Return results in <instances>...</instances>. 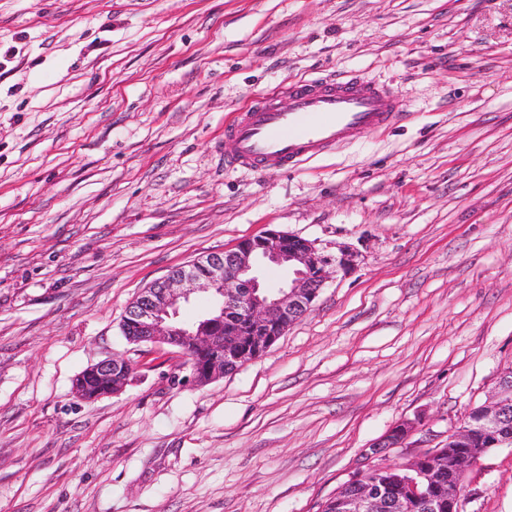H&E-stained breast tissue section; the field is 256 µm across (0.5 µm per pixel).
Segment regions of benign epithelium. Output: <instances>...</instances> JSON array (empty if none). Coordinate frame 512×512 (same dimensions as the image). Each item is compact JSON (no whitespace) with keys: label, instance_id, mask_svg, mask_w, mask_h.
Returning a JSON list of instances; mask_svg holds the SVG:
<instances>
[{"label":"benign epithelium","instance_id":"obj_1","mask_svg":"<svg viewBox=\"0 0 512 512\" xmlns=\"http://www.w3.org/2000/svg\"><path fill=\"white\" fill-rule=\"evenodd\" d=\"M357 253L348 248L328 254L308 239L270 230L246 239L235 248L211 252L190 263L172 269L164 278L142 289L127 306L123 329H132L128 341L169 346L182 353L196 351L202 359L192 374L198 385H207L237 364L257 358L272 346L292 324L301 320L314 306L321 288L331 274L349 273L356 266ZM276 265L288 269V283L267 288L261 280L262 268ZM197 292H207L215 300L213 310L197 327L177 321L179 306ZM224 323L249 326L248 344L239 345L224 336L218 327ZM134 367L118 356L101 360L89 367V374L101 384V396L123 390ZM506 405H512V374L499 376L493 393L483 405L481 430L491 437L488 446L511 443L498 440L499 417ZM420 421L403 420L364 451V462L332 495L337 512H403L404 499L410 498L431 512L436 496L448 493V512H462V502L469 493L468 484L448 479L447 471L468 474L485 448H474L473 427L462 421L448 431L446 439L400 464L404 475L398 477L403 493L369 478L374 471H392L394 465L374 463L383 449L401 446L418 429ZM434 459L431 468L420 470L424 457Z\"/></svg>","mask_w":512,"mask_h":512}]
</instances>
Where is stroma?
<instances>
[{
    "mask_svg": "<svg viewBox=\"0 0 512 512\" xmlns=\"http://www.w3.org/2000/svg\"><path fill=\"white\" fill-rule=\"evenodd\" d=\"M347 75L401 115L292 171L231 166L255 96ZM277 229L346 244L312 311L200 387L120 322ZM135 365L87 402L75 377ZM512 367V0H0V512H317L372 442L445 439ZM463 512H512V446ZM89 374L95 377L101 384V393L98 396L88 397L84 381L81 379L82 374H79L74 380L75 394L86 401L98 400L102 397L119 393L130 381L134 367L132 363L118 356H112L107 359L101 360L89 367Z\"/></svg>",
    "mask_w": 512,
    "mask_h": 512,
    "instance_id": "35a3bbf8",
    "label": "stroma"
}]
</instances>
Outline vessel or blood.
<instances>
[{"label":"vessel or blood","mask_w":512,"mask_h":512,"mask_svg":"<svg viewBox=\"0 0 512 512\" xmlns=\"http://www.w3.org/2000/svg\"><path fill=\"white\" fill-rule=\"evenodd\" d=\"M284 91L288 108L262 94L225 126L233 165L254 172L294 167L389 124L398 109L394 93L357 78H312Z\"/></svg>","instance_id":"b4317fda"}]
</instances>
